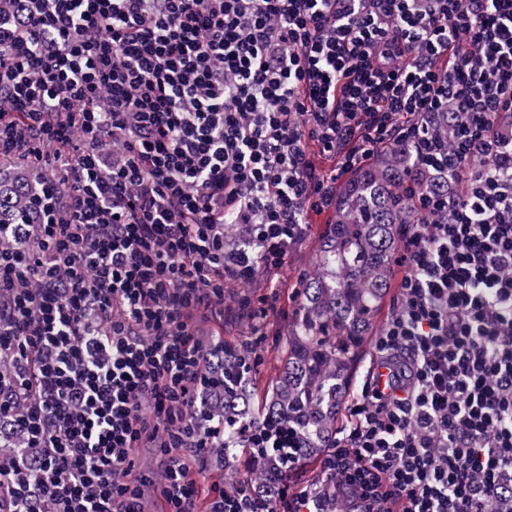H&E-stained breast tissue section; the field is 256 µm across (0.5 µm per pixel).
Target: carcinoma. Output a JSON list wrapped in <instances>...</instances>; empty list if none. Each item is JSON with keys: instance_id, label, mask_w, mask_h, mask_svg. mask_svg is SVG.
Segmentation results:
<instances>
[{"instance_id": "obj_1", "label": "carcinoma", "mask_w": 512, "mask_h": 512, "mask_svg": "<svg viewBox=\"0 0 512 512\" xmlns=\"http://www.w3.org/2000/svg\"><path fill=\"white\" fill-rule=\"evenodd\" d=\"M408 157L404 145L386 147L336 186L334 221L320 237L288 322V361L265 387L262 410L250 407L253 361L224 351L216 373L224 398L206 406L214 421L224 423L223 453L231 451L236 428L251 420L260 431L287 428L301 464L327 457L353 393L366 336L391 292L404 230L414 221ZM46 187V177L27 171L0 179V225L40 223L37 199ZM249 454V481L256 490L285 477L280 449L251 448Z\"/></svg>"}]
</instances>
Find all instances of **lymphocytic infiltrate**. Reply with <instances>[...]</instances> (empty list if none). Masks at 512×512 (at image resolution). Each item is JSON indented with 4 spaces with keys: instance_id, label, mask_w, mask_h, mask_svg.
Listing matches in <instances>:
<instances>
[{
    "instance_id": "lymphocytic-infiltrate-1",
    "label": "lymphocytic infiltrate",
    "mask_w": 512,
    "mask_h": 512,
    "mask_svg": "<svg viewBox=\"0 0 512 512\" xmlns=\"http://www.w3.org/2000/svg\"><path fill=\"white\" fill-rule=\"evenodd\" d=\"M12 5L0 162L35 160L55 197L0 227V512H140L146 434L168 512H325L347 489L346 512H512V0ZM389 145L450 187L411 194L387 377L311 485L199 484L173 451L224 428L198 413L218 352L194 308L278 270Z\"/></svg>"
}]
</instances>
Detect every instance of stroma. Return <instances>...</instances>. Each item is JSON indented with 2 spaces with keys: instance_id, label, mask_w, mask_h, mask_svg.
Instances as JSON below:
<instances>
[{
  "instance_id": "stroma-1",
  "label": "stroma",
  "mask_w": 512,
  "mask_h": 512,
  "mask_svg": "<svg viewBox=\"0 0 512 512\" xmlns=\"http://www.w3.org/2000/svg\"><path fill=\"white\" fill-rule=\"evenodd\" d=\"M330 221V214L310 213L303 239L291 248L286 263L272 279L261 278L247 287L226 284L223 315L203 308L196 310L193 321L201 344L208 347L220 341L225 346L249 351L256 363L258 384L272 380L277 368L284 366L287 360L286 335L288 319L295 305L294 294L307 273L319 237ZM275 290L279 291L280 297L270 308L263 328L253 329L247 320L238 316L239 299L246 297L255 302ZM177 455L188 465L191 477L205 485L227 488L232 481H245L249 473V459L242 450L227 458L207 451L197 455L182 449Z\"/></svg>"
}]
</instances>
